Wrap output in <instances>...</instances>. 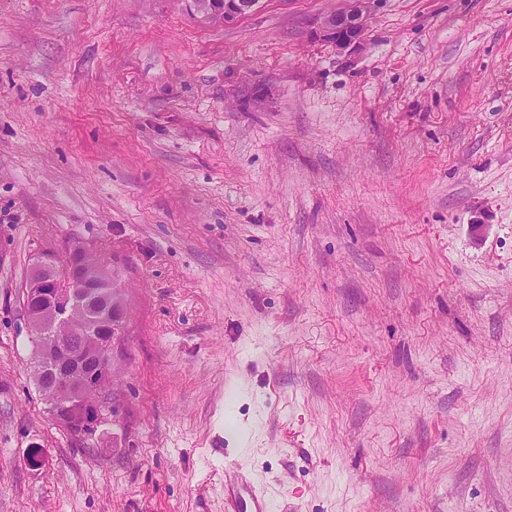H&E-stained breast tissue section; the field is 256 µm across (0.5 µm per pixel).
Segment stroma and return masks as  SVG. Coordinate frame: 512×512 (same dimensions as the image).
<instances>
[{"label":"stroma","instance_id":"obj_1","mask_svg":"<svg viewBox=\"0 0 512 512\" xmlns=\"http://www.w3.org/2000/svg\"><path fill=\"white\" fill-rule=\"evenodd\" d=\"M0 0V512H512V0ZM120 270L102 443L30 372L35 255ZM39 447L48 461L31 466ZM248 0H194L199 10L207 14L224 15V20L242 15ZM346 2V9L324 16L316 31L317 35L334 44L340 51L360 43L371 19L370 4L374 0ZM270 510V499L250 481L243 464L234 463L225 467L224 511L269 512Z\"/></svg>","mask_w":512,"mask_h":512}]
</instances>
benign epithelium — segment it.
<instances>
[{
    "mask_svg": "<svg viewBox=\"0 0 512 512\" xmlns=\"http://www.w3.org/2000/svg\"><path fill=\"white\" fill-rule=\"evenodd\" d=\"M199 10L229 20L243 14L247 0H194ZM348 6L324 16L317 35L348 49L363 38L374 0H346ZM107 265L93 249L70 244L62 254L46 251L32 265L22 291V307L34 344L35 384L55 419L74 437L96 438L112 406L102 402L103 383L112 380L119 337L115 323L125 322L123 287L109 285ZM107 305L111 320L89 341L84 321L93 303Z\"/></svg>",
    "mask_w": 512,
    "mask_h": 512,
    "instance_id": "obj_1",
    "label": "benign epithelium"
}]
</instances>
